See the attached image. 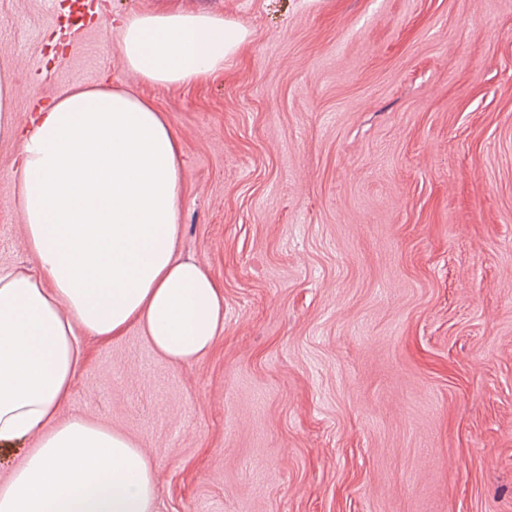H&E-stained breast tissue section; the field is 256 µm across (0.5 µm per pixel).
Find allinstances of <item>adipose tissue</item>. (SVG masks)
Segmentation results:
<instances>
[{
    "label": "adipose tissue",
    "instance_id": "ef3b65f1",
    "mask_svg": "<svg viewBox=\"0 0 512 512\" xmlns=\"http://www.w3.org/2000/svg\"><path fill=\"white\" fill-rule=\"evenodd\" d=\"M250 38L235 21L175 8L119 26L129 69L153 86L224 70ZM0 72V139L17 143L19 206L34 270L0 272V447L35 446L0 482V512H155L157 471L140 446L79 415L62 418L81 357L140 325L188 365L224 331V296L177 243L180 142L139 92L78 87L19 130Z\"/></svg>",
    "mask_w": 512,
    "mask_h": 512
}]
</instances>
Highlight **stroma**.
Listing matches in <instances>:
<instances>
[{"instance_id":"obj_1","label":"stroma","mask_w":512,"mask_h":512,"mask_svg":"<svg viewBox=\"0 0 512 512\" xmlns=\"http://www.w3.org/2000/svg\"><path fill=\"white\" fill-rule=\"evenodd\" d=\"M169 6L251 33L150 86L118 25ZM0 0L19 124L74 87L150 97L182 146L178 252L224 331L178 367L82 337L64 415L140 441L156 512H512V0H93L66 43ZM0 140V268L31 266Z\"/></svg>"}]
</instances>
